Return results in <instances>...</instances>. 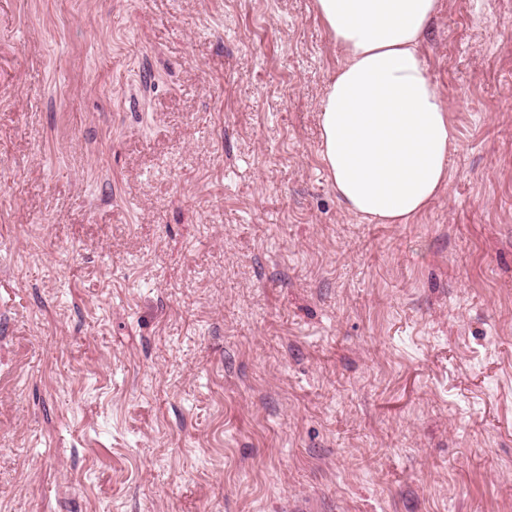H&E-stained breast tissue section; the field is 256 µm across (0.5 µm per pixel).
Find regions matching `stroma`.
Wrapping results in <instances>:
<instances>
[{
    "mask_svg": "<svg viewBox=\"0 0 512 512\" xmlns=\"http://www.w3.org/2000/svg\"><path fill=\"white\" fill-rule=\"evenodd\" d=\"M457 131L337 200L314 0H0V512H512V0H440Z\"/></svg>",
    "mask_w": 512,
    "mask_h": 512,
    "instance_id": "stroma-1",
    "label": "stroma"
}]
</instances>
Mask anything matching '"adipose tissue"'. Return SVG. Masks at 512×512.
I'll return each instance as SVG.
<instances>
[{
  "label": "adipose tissue",
  "instance_id": "obj_1",
  "mask_svg": "<svg viewBox=\"0 0 512 512\" xmlns=\"http://www.w3.org/2000/svg\"><path fill=\"white\" fill-rule=\"evenodd\" d=\"M344 58L320 103V158L343 206L407 224L448 183L456 146L421 52L438 0H314Z\"/></svg>",
  "mask_w": 512,
  "mask_h": 512
}]
</instances>
